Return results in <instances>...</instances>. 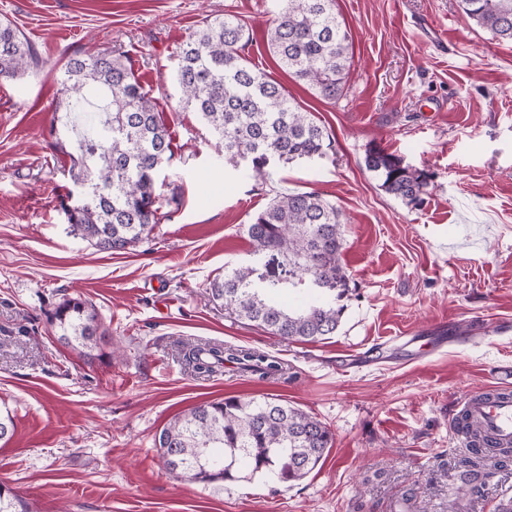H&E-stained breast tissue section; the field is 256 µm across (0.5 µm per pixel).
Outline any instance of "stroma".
<instances>
[{"label":"stroma","instance_id":"stroma-1","mask_svg":"<svg viewBox=\"0 0 512 512\" xmlns=\"http://www.w3.org/2000/svg\"><path fill=\"white\" fill-rule=\"evenodd\" d=\"M273 0H0L39 68L0 81V484L34 512H495L512 500V455L473 458L450 428L462 395L512 368V42L459 0H336L352 35L346 93L287 88L335 140L333 153L276 164L267 180L230 163L176 80V51L207 18L248 20L265 48ZM123 51L154 98L173 156L154 176L162 220L124 253L75 235L61 208L68 157L49 142L67 53ZM377 147L428 172L411 208L364 166ZM315 191L345 222L354 293L335 336L289 343L230 318L210 282L248 262L246 227L280 193ZM89 300L105 333L88 364L47 313ZM256 348L288 366L256 381L225 367L196 377L174 340ZM229 396L287 401L334 435L324 463L284 486L267 478L205 487L170 474L156 433L188 408ZM492 470L460 494L465 461Z\"/></svg>","mask_w":512,"mask_h":512}]
</instances>
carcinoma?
<instances>
[{
  "label": "carcinoma",
  "instance_id": "carcinoma-1",
  "mask_svg": "<svg viewBox=\"0 0 512 512\" xmlns=\"http://www.w3.org/2000/svg\"><path fill=\"white\" fill-rule=\"evenodd\" d=\"M267 47L283 72L327 101L344 96L351 36L335 0H279ZM463 12L494 37L512 41V0H460ZM250 30L226 14L188 36L177 54L176 80L186 106L199 113L230 161L246 158L266 179L268 161L321 158L333 137L287 87L245 54ZM40 64L28 38L0 21V80ZM50 148L69 157L67 174L86 198L62 202L72 232L100 251L122 252L147 239L161 217L153 199L155 172L172 158L171 140L153 97L135 70L111 51H75L60 74ZM380 187L416 207L430 176L381 149L365 154ZM252 259L210 284L213 301L234 319L285 340L314 343L342 322L352 288L342 263V212L317 192L275 196L251 219ZM58 340L86 360L103 344L97 315L81 297H66L50 313ZM185 364L199 376L224 364L259 379L284 376L281 362L264 353L211 342H181ZM334 441L331 430L281 400L227 397L196 405L155 436L166 469L205 486L255 475L288 484L311 473ZM0 512H32L29 501L0 485Z\"/></svg>",
  "mask_w": 512,
  "mask_h": 512
}]
</instances>
